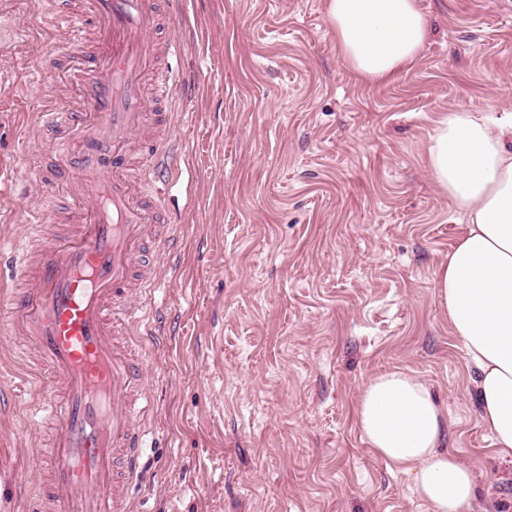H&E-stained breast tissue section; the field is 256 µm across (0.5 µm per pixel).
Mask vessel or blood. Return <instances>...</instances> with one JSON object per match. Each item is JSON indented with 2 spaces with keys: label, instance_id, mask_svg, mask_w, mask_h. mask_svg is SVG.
I'll return each mask as SVG.
<instances>
[{
  "label": "vessel or blood",
  "instance_id": "1",
  "mask_svg": "<svg viewBox=\"0 0 512 512\" xmlns=\"http://www.w3.org/2000/svg\"><path fill=\"white\" fill-rule=\"evenodd\" d=\"M161 0H71L60 21L74 46L50 63L70 93L41 114V181L59 204L32 219L10 257L0 332L17 337L34 369L52 376L40 413L52 421L45 471L29 512H131L130 494L151 409L130 343L151 290L149 243L166 239L162 198L138 148L170 144L163 106L174 88L157 83Z\"/></svg>",
  "mask_w": 512,
  "mask_h": 512
}]
</instances>
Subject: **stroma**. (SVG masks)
<instances>
[{
	"mask_svg": "<svg viewBox=\"0 0 512 512\" xmlns=\"http://www.w3.org/2000/svg\"><path fill=\"white\" fill-rule=\"evenodd\" d=\"M328 0H173L167 165L173 241L137 339L154 411L133 512H431L365 442L359 393L404 370L443 404L478 512H512V460L479 420L474 372L435 298L465 221L426 162L436 116L512 111V0H419L418 60L371 81ZM51 0H0V252L45 203L46 67L69 50ZM178 164L192 188L172 179ZM0 337V512H24L48 437L42 385Z\"/></svg>",
	"mask_w": 512,
	"mask_h": 512,
	"instance_id": "1",
	"label": "stroma"
}]
</instances>
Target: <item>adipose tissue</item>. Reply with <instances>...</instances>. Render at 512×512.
I'll list each match as a JSON object with an SVG mask.
<instances>
[{"label": "adipose tissue", "instance_id": "1", "mask_svg": "<svg viewBox=\"0 0 512 512\" xmlns=\"http://www.w3.org/2000/svg\"><path fill=\"white\" fill-rule=\"evenodd\" d=\"M328 18L346 63L382 81L420 56L428 23L418 0H329ZM512 113L495 119L442 112L427 145L439 190L467 220L435 273V295L478 378L479 417L496 453L512 457ZM357 425L368 446L410 476L431 512H474V470L447 448L443 407L418 376L371 377Z\"/></svg>", "mask_w": 512, "mask_h": 512}]
</instances>
